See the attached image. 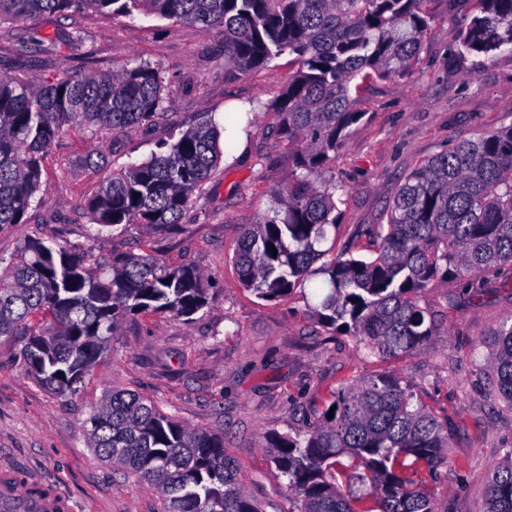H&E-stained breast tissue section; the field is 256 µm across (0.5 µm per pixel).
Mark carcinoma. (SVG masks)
<instances>
[{
	"mask_svg": "<svg viewBox=\"0 0 512 512\" xmlns=\"http://www.w3.org/2000/svg\"><path fill=\"white\" fill-rule=\"evenodd\" d=\"M427 2L0 0V20L85 8L114 16L149 11L219 32L226 82L279 56L294 57L295 74L267 105L278 118L276 144L288 151L291 170L271 206L241 228L235 254L240 282L257 298L275 301L320 276L324 291L314 314L321 325L358 339L371 354L400 357L438 335L435 316L422 305L427 289L512 267V123L475 133L405 175L387 223L371 228L375 257L342 252L318 264L340 218L336 182L322 174L364 116L356 108L363 84L404 77L418 63L434 21ZM472 2L457 52L491 62L512 50V0ZM52 46L23 37L19 52ZM169 99L164 71L147 62L50 82L0 75V227L28 223L44 157L68 127L117 135L157 127L167 118ZM160 148L103 177L88 203L92 223L114 230L181 223L218 170L222 134L204 121ZM208 303L201 271L147 252L102 261L78 245L27 238L0 258V336L26 337L19 350L23 371L63 398L84 389L127 317L149 311L191 321ZM490 345L499 395L512 409V315ZM333 407L303 439L266 440L288 478L294 512H433L419 468L434 481L454 466L448 426L387 374L342 388ZM84 434L102 461L151 485L161 512H262L223 436L185 426L137 393L105 390L89 408ZM483 512H512V448L490 473Z\"/></svg>",
	"mask_w": 512,
	"mask_h": 512,
	"instance_id": "carcinoma-1",
	"label": "carcinoma"
}]
</instances>
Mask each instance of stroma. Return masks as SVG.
<instances>
[{"label": "stroma", "instance_id": "stroma-1", "mask_svg": "<svg viewBox=\"0 0 512 512\" xmlns=\"http://www.w3.org/2000/svg\"><path fill=\"white\" fill-rule=\"evenodd\" d=\"M435 17L420 59L404 78L376 80L361 93L363 119L353 125L326 176L341 198L337 247L370 256L363 230L387 221L399 181L424 159L480 131L512 124V52L493 62L456 59L459 29L470 5L430 0ZM83 40L71 42L73 31ZM50 35L48 53L17 52V34ZM147 61L171 85L161 128L114 139L69 130L47 150L49 179L28 224L0 228V256L22 238L56 237L94 255L150 252L166 263H188L213 288L193 322L142 314L112 341L110 358L86 378L80 394L64 399L25 376L17 354L22 337H0V470L49 484L72 512H159L156 493L113 470L87 448L83 423L105 387L138 392L184 425L223 434L246 490L262 512H292L288 479L266 453L273 433L305 435L335 392L376 373L409 384L415 397L448 426L455 460L427 482L433 512H482L490 468L512 447V411L500 400L480 338L512 314V267L481 275L473 292L456 282L427 291L439 334L427 349L383 360L354 338L320 326L311 308L320 280L288 300L264 301L239 283L233 255L241 225L269 205L288 175V154L275 145L268 102L296 70L291 56L269 69L224 79L223 39L195 26L141 11L112 17L93 11L35 15L0 22V74L39 80L80 78ZM224 128V159L181 224L163 231L132 225L99 230L86 203L105 174L158 152L160 143L203 120Z\"/></svg>", "mask_w": 512, "mask_h": 512}]
</instances>
